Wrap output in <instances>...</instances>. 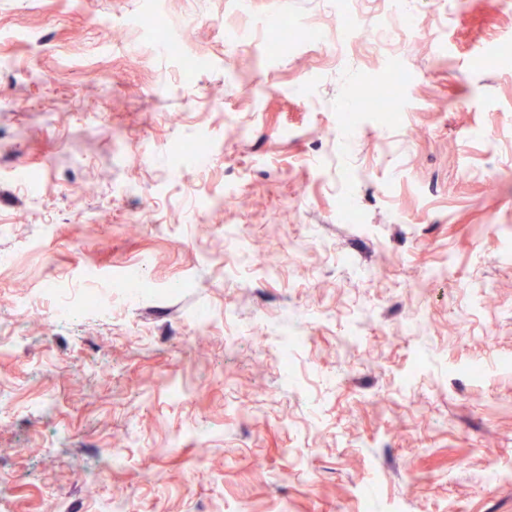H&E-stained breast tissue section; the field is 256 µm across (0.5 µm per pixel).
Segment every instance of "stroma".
<instances>
[{"label":"stroma","instance_id":"1","mask_svg":"<svg viewBox=\"0 0 512 512\" xmlns=\"http://www.w3.org/2000/svg\"><path fill=\"white\" fill-rule=\"evenodd\" d=\"M407 2L0 0V512H512V0ZM390 8L392 12L396 15V21L386 27H383L380 29L377 34L376 38H374L371 34L369 39H366L370 43L372 41H383V42H392L397 40L400 37L401 31L404 29H411L409 25V21L404 14L403 10V2L399 0H391L389 1ZM401 20L402 25L398 23V20ZM365 32L362 16L358 12L346 8L340 16L338 26L336 27V39L348 42L353 34L360 33L364 37Z\"/></svg>","mask_w":512,"mask_h":512}]
</instances>
